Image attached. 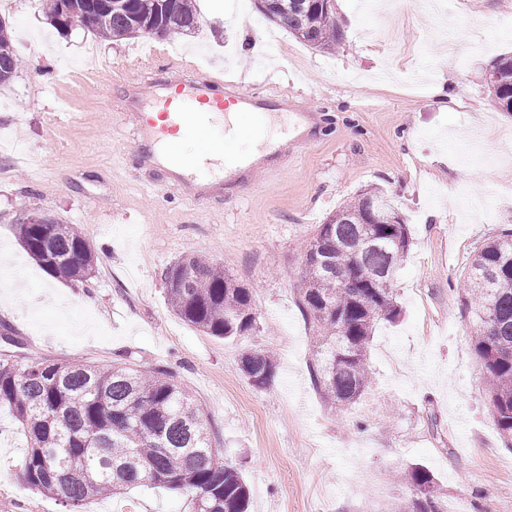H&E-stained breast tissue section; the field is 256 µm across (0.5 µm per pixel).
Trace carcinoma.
<instances>
[{
  "mask_svg": "<svg viewBox=\"0 0 512 512\" xmlns=\"http://www.w3.org/2000/svg\"><path fill=\"white\" fill-rule=\"evenodd\" d=\"M57 2L43 0L55 28L82 26L112 40L139 36L147 27L160 37L182 34L199 23L195 0H71L66 13L56 10ZM334 2L273 0L260 8L295 38L328 51L342 37ZM9 28L1 17L0 85L9 83L20 65ZM487 75L498 107L512 112V54L496 59ZM376 194L379 204L371 209L368 197ZM397 215L384 190L367 189L317 225L305 247L308 261L299 275L298 296L316 337L314 383L339 409L367 391L375 329L400 314L394 288L398 266L388 284L378 286L372 279L387 267L389 251L400 262L409 250L407 224L391 223ZM15 232L49 275L89 282L95 255L74 225L18 219ZM371 233L390 234L396 239L393 249L366 247ZM347 276L355 286L339 287V279ZM162 279L174 314L201 332L226 340L255 330L252 290L206 257L177 260L163 269ZM459 298L484 369L493 423L512 446V228L475 252ZM240 370L253 386L266 388L277 374V359L267 350L251 349L242 355ZM175 377L165 365L103 367L79 359L54 362L0 354V412L28 441L23 481L72 508L144 485L190 496L191 512H248L245 477L224 461L208 416ZM401 480L413 492L406 512H448V502L425 467L405 470Z\"/></svg>",
  "mask_w": 512,
  "mask_h": 512,
  "instance_id": "carcinoma-1",
  "label": "carcinoma"
}]
</instances>
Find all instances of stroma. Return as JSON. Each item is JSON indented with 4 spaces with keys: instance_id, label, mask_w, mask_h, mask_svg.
Listing matches in <instances>:
<instances>
[{
    "instance_id": "1",
    "label": "stroma",
    "mask_w": 512,
    "mask_h": 512,
    "mask_svg": "<svg viewBox=\"0 0 512 512\" xmlns=\"http://www.w3.org/2000/svg\"><path fill=\"white\" fill-rule=\"evenodd\" d=\"M438 17L416 0H335L343 39L324 52L264 17L256 0H196L194 32L106 40L58 32L41 0H0L22 66L0 86V323L24 356L173 368L211 417L227 461L250 488L249 512H403L398 474L419 464L470 512H512V449L482 394L484 373L459 314L476 248L512 228V112L484 80L512 52V0H448ZM313 113L310 144L273 158L270 179L188 202L145 154L127 110V66L158 87L180 58ZM39 68H32V60ZM447 82L448 105L432 95ZM162 185L154 196V185ZM369 187L387 191L411 245L395 280L402 313L380 323L371 385L348 409L314 386L315 343L296 294L315 227ZM22 211L49 213L90 242L89 287L48 276L20 245ZM207 255L246 287L257 328L221 340L169 308L162 269ZM277 359L271 386L239 370L249 349ZM26 440L0 414V512H68L22 479ZM82 512H190L186 497L139 487Z\"/></svg>"
}]
</instances>
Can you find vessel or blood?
<instances>
[{"label":"vessel or blood","mask_w":512,"mask_h":512,"mask_svg":"<svg viewBox=\"0 0 512 512\" xmlns=\"http://www.w3.org/2000/svg\"><path fill=\"white\" fill-rule=\"evenodd\" d=\"M169 93L147 99L140 77H132L126 83L127 99L132 110L142 111V121L154 143L167 144L178 133L188 118L204 114L227 117L240 114L242 109L272 118L283 109V102L247 90L239 84H225L223 74L192 62H179L170 68ZM304 113H297L294 122L283 126L280 138L268 142L271 152L279 153L289 146L303 145L307 136L303 130ZM258 164L250 158H233L223 163L221 169L199 167L193 172L200 192H207L214 179L230 181L235 177H249Z\"/></svg>","instance_id":"1"}]
</instances>
